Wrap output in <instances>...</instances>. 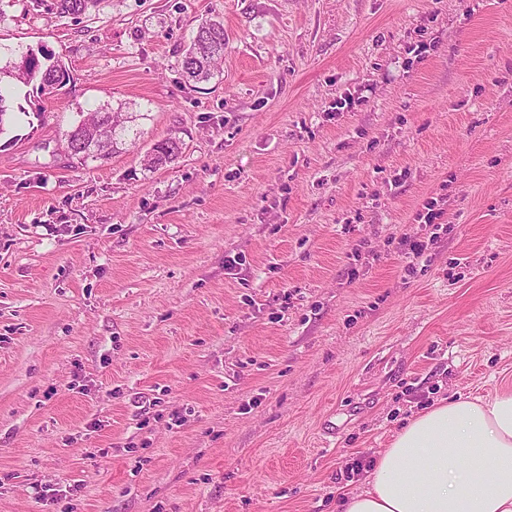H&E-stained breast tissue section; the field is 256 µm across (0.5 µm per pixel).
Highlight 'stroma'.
<instances>
[{"label": "stroma", "instance_id": "stroma-1", "mask_svg": "<svg viewBox=\"0 0 512 512\" xmlns=\"http://www.w3.org/2000/svg\"><path fill=\"white\" fill-rule=\"evenodd\" d=\"M52 3L0 0V47L70 67L4 82L0 512H337L409 418L512 384V0ZM106 106L140 137L58 151ZM225 45L223 22L211 19L201 22L185 52L184 72L192 80L209 79L224 57ZM180 142L176 139L167 138L153 144L148 155L150 167L164 166L174 160L180 153ZM438 202L437 199L430 198V200L423 204V210L416 213L414 220L419 224L429 225L435 231L442 230L447 232L448 227H443L441 222H437L443 216V209ZM436 237L437 236L412 237L404 234L399 238L398 244L401 247V253L408 260V270H413L416 265L424 260V257L427 256L430 245L433 244Z\"/></svg>", "mask_w": 512, "mask_h": 512}]
</instances>
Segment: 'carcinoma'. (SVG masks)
Instances as JSON below:
<instances>
[{
	"label": "carcinoma",
	"mask_w": 512,
	"mask_h": 512,
	"mask_svg": "<svg viewBox=\"0 0 512 512\" xmlns=\"http://www.w3.org/2000/svg\"><path fill=\"white\" fill-rule=\"evenodd\" d=\"M91 2L93 0H56L55 7L58 13L76 19L85 14ZM225 45L223 22L211 19L201 22L185 52L184 72L193 80L209 79L224 57ZM8 53L18 57L19 61L0 69V82L5 77L23 84L35 80L40 91L51 94L63 88L70 79L69 69L61 59L43 64L29 51L18 48L10 49ZM130 135L127 119L121 113L97 109L87 113L83 120L74 122L63 133L62 145L69 151H84L87 160H105ZM180 150L179 141L171 138L160 140L153 144L148 163L154 168L164 166L172 162Z\"/></svg>",
	"instance_id": "carcinoma-1"
}]
</instances>
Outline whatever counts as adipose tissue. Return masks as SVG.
<instances>
[{"label":"adipose tissue","mask_w":512,"mask_h":512,"mask_svg":"<svg viewBox=\"0 0 512 512\" xmlns=\"http://www.w3.org/2000/svg\"><path fill=\"white\" fill-rule=\"evenodd\" d=\"M341 512H512V385L410 418Z\"/></svg>","instance_id":"ef3b65f1"}]
</instances>
